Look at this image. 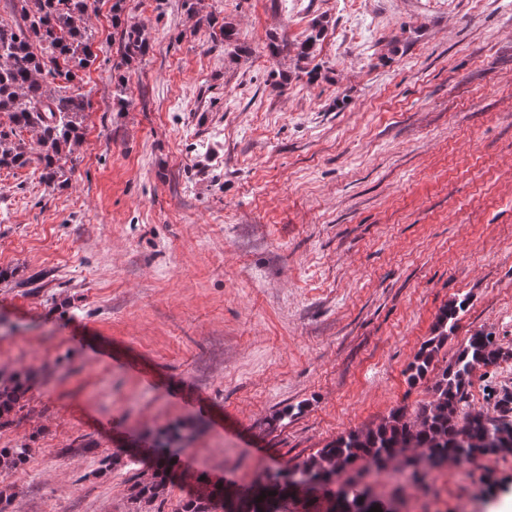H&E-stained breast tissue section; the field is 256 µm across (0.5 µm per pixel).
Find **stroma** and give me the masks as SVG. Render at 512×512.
I'll return each mask as SVG.
<instances>
[{
	"label": "stroma",
	"mask_w": 512,
	"mask_h": 512,
	"mask_svg": "<svg viewBox=\"0 0 512 512\" xmlns=\"http://www.w3.org/2000/svg\"><path fill=\"white\" fill-rule=\"evenodd\" d=\"M111 5L89 0L73 173L54 187L38 163L0 168V377L32 375L0 428V448L31 450L0 473L11 512H182L186 472L245 489L414 416L432 382L406 368L456 298L434 371L489 333L510 356L474 372L466 406L512 392V0H200L250 43L234 61L179 0H127L152 43L129 66ZM320 14L311 83L265 44ZM185 421L198 431L162 499L135 507L154 437ZM463 505L512 512V455L398 499Z\"/></svg>",
	"instance_id": "35a3bbf8"
}]
</instances>
